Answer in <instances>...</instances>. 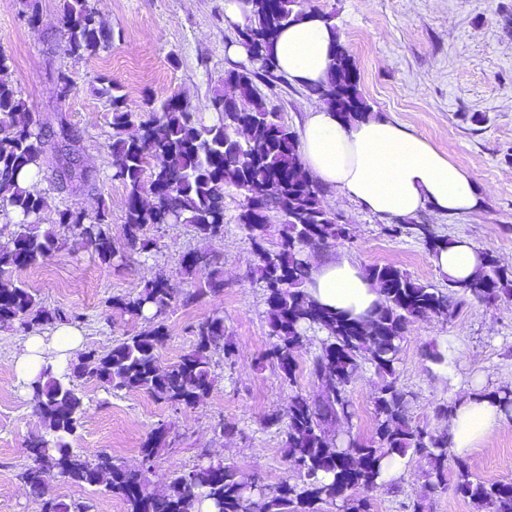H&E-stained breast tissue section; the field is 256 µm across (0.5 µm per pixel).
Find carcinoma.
<instances>
[{
  "label": "carcinoma",
  "mask_w": 512,
  "mask_h": 512,
  "mask_svg": "<svg viewBox=\"0 0 512 512\" xmlns=\"http://www.w3.org/2000/svg\"><path fill=\"white\" fill-rule=\"evenodd\" d=\"M244 3L247 23L238 28V37L263 61L224 73L235 98L217 93L210 99L211 110L220 113L218 122L204 123L170 96L157 101L150 95L145 105L156 116L143 120L122 87L108 78L100 79L96 92L110 106L111 178L120 181L127 193L125 248L139 254L150 251L153 242L143 232L155 224H189L202 237H223L224 193L232 186L245 198L238 223L256 251V281L266 291L269 356L289 385L295 383V353L309 341V333H323L320 351L309 365L320 385L318 398L310 400L295 391L284 409L268 416L271 424L283 429L287 460L299 471V480L261 485L232 465L210 460L191 471L175 472L167 488L157 492L146 473L159 449L169 445V428L164 426L145 443L138 469L114 462L108 473L103 469L104 462L112 459L108 453L84 455L73 450L70 436L85 413V395L75 383L77 377L92 378L113 391H143L176 409L202 401L215 380L213 353L223 352L226 360L233 356L230 344L224 342V318L215 315L192 327L193 349L166 368L159 366L157 351L167 332L163 324L154 323L118 340L107 352H85L81 371L46 370L31 383L34 413L51 419L49 435L30 441L34 465L21 474L35 493L54 478L102 486L123 499L126 512H202L205 503L211 512H322L324 504L340 512H371L369 492L376 488L383 466L410 451L428 461V493L447 484L448 434L411 424L409 395L397 384L400 345L411 323L429 316L446 320L456 315L467 297L485 302L511 297L512 271L483 263L472 278H450L448 287L440 289L420 283L396 266L372 265L366 277L377 288L380 302L370 313L364 335L350 334L346 315L325 310L313 314V301L304 289L310 279L305 247L325 246L346 236V228L323 206L321 185L305 174L297 133L261 90L286 82L276 64L275 41L288 24L302 19L304 11L297 8L296 0ZM62 12L67 55L88 59L109 48L112 36L99 21L93 0H63ZM10 68L11 58L0 52V216L15 227L11 238L0 243L1 277L37 265L58 249L56 232L41 230L47 193L31 190L25 179L45 172L49 159L57 156L59 139L76 136L64 120L55 129L38 125L21 92L8 80ZM311 92L348 121L369 112L358 91L352 60L338 40L326 80ZM148 157L160 158L161 166L151 168ZM153 185L161 191L153 203L145 204L142 195ZM252 201L288 213L277 248L264 247L267 225L256 223ZM55 223L84 241L102 263L123 258L112 248L106 205L93 214L67 206L56 211ZM384 231L391 237L416 233L432 254L451 244L424 225L389 224ZM222 287L217 270L205 283L185 292L154 278L138 294L117 299V304L137 317L147 311L157 317L174 302L189 307ZM62 320L60 313L43 309L37 293L25 284L0 285V326L17 323L42 331ZM365 363L379 378L375 436L371 441L351 435L340 440L336 424L354 416L349 390ZM453 462L457 494L489 512H512L511 491L501 489L498 482L474 478L466 459L456 456Z\"/></svg>",
  "instance_id": "1"
}]
</instances>
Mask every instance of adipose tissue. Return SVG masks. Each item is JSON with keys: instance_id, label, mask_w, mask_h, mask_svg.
I'll return each mask as SVG.
<instances>
[{"instance_id": "adipose-tissue-1", "label": "adipose tissue", "mask_w": 512, "mask_h": 512, "mask_svg": "<svg viewBox=\"0 0 512 512\" xmlns=\"http://www.w3.org/2000/svg\"><path fill=\"white\" fill-rule=\"evenodd\" d=\"M334 35L315 13L281 31L274 52L290 81L309 86L325 80ZM299 150L307 171L382 218L407 217L430 207L453 215L476 208L480 199L469 173L429 141L381 117L345 121L317 102L306 112ZM440 272L455 280L473 276L481 256L465 240L442 248L432 258ZM308 292L322 306L359 316L379 294L359 266L340 258H315ZM84 348L73 325H56L51 334L28 337L14 355L16 384L26 386L44 370L63 371ZM506 416L489 397L462 395L448 420L455 455L468 456L498 430Z\"/></svg>"}]
</instances>
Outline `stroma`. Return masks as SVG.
Listing matches in <instances>:
<instances>
[{
	"instance_id": "1",
	"label": "stroma",
	"mask_w": 512,
	"mask_h": 512,
	"mask_svg": "<svg viewBox=\"0 0 512 512\" xmlns=\"http://www.w3.org/2000/svg\"><path fill=\"white\" fill-rule=\"evenodd\" d=\"M225 0H94L112 44L99 56L76 60L64 54L63 0H38L41 21L30 28L19 0H0V51L13 61L10 78L20 90L34 120L57 126L67 118L78 133L75 148L96 172L95 187L76 186L49 193L44 224L55 212L76 206L95 212L107 205L112 244H123L126 190L111 180L113 158L107 148L111 129L109 105L96 89L100 77L119 82L130 101L144 92L156 98L179 93L200 112L205 123L216 115L208 100L224 88V73L237 66L227 53L238 43L236 25L224 13ZM307 12L329 14L340 42L351 56L358 88L373 115L403 124L427 139L468 171L481 202L472 211L443 215L424 208L412 216L435 235L468 239L512 270V0H303ZM67 72L73 90L59 102L52 75ZM313 97L294 84L277 87L271 102L294 131H302ZM331 211L347 229L345 238L316 247L322 257H344L360 268L392 264L420 282L438 288L446 275L431 261L417 235L387 236L385 219L344 195ZM243 204L234 188L224 195V235L204 240L186 224H158L146 229L155 248L131 255L125 265L101 263L81 240L63 236L60 249L42 263L13 272V279L34 288L43 307L72 317L86 346L108 351L116 341L144 329L143 320L117 306L118 298L138 293L158 274L173 288L187 290L219 270L220 292L190 307L172 306L161 318L168 338L159 362H178L192 347L193 325L207 317L224 319V339L235 356L225 363L213 355L215 383L194 407L176 410L141 391H106L93 379H80L85 414L71 438L74 451H104L130 468L141 465V450L153 428L171 425L178 439L160 449L149 479L163 489L176 470H189L204 457L220 458L252 474L264 485L297 481V470L285 459L284 436L266 418L283 409L292 391L315 396L319 387L309 374L320 347L311 338L295 354L296 382L284 384L276 367L264 358L268 336L266 296L255 282L257 255L238 222ZM214 252L217 267L181 273L183 255ZM19 327L0 328V512H42L44 502L62 500L86 505L89 512H126L122 499L88 485L48 479L41 493L22 480L33 464L28 444L47 429L33 412L29 393L16 385L13 354L25 340ZM442 361H434L431 351ZM398 385L410 394L409 417L428 431H446L438 405L472 391L512 388V297L485 303L466 301L452 319L426 317L412 323L396 365ZM378 378L364 367L350 388L352 421L339 422L338 433L362 439L375 434L373 397ZM230 433H220V425ZM473 474L492 483L512 481V420L484 439L473 453ZM427 463L410 453L394 489L370 495L372 512H404L403 505L424 491Z\"/></svg>"
}]
</instances>
